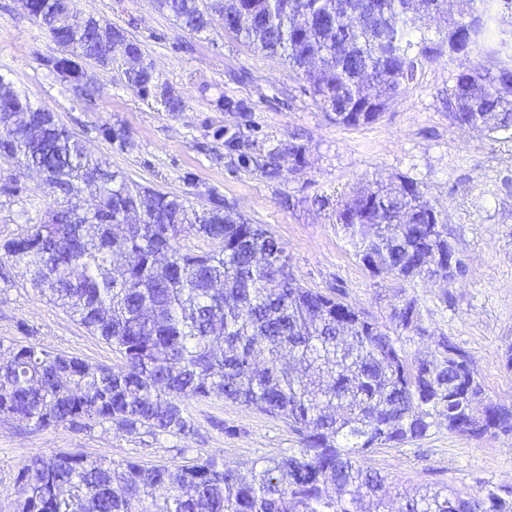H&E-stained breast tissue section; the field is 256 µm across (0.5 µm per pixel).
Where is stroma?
<instances>
[{
    "label": "stroma",
    "mask_w": 512,
    "mask_h": 512,
    "mask_svg": "<svg viewBox=\"0 0 512 512\" xmlns=\"http://www.w3.org/2000/svg\"><path fill=\"white\" fill-rule=\"evenodd\" d=\"M75 11L106 19L137 43L143 63L183 100L166 111L126 82L132 62L115 51L110 66L85 65L93 87L81 96L47 66L57 56L46 31L20 0H0V81L54 111L96 156L134 182L183 198L202 212L221 206L264 225L284 247L301 284L344 293L383 328L405 285L375 277L336 225L338 196L403 177L418 183L442 212L462 274L417 281L423 336H403L409 359L431 356L448 338L471 357L488 397L512 405V139L453 123L448 83L475 57L441 55L423 66L382 117L359 127L330 122L280 58L248 49L213 17L208 31L183 29L153 0H73ZM118 139L107 140L103 127ZM275 162L277 175L264 170ZM39 176L0 160V241L21 234L32 205H48ZM40 346L95 364L122 358L62 308L37 294L10 264L0 265V342ZM196 434L118 436L105 428L38 430L0 419V512H18L14 475L31 457L79 448L91 456L174 467L214 455L248 467L299 445L287 423L230 401L190 403ZM362 463L392 487L448 486L465 497L512 491V434L480 438L444 426L396 446L373 449Z\"/></svg>",
    "instance_id": "stroma-1"
}]
</instances>
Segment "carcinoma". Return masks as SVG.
Instances as JSON below:
<instances>
[{"mask_svg": "<svg viewBox=\"0 0 512 512\" xmlns=\"http://www.w3.org/2000/svg\"><path fill=\"white\" fill-rule=\"evenodd\" d=\"M180 26L207 31L209 16L245 45L288 61L304 91L338 126L372 123L443 46L477 64L448 85V116L489 134L512 129V0H479L423 30L412 0H154ZM69 0H29L28 14L60 54L63 83L90 94L83 64L103 62L104 19L68 17ZM170 112L182 100L151 68L127 72ZM24 112L32 133L0 125V157L47 173L56 205L0 245L41 296L124 358L115 369L34 343H0V417L37 429L97 426L119 435L188 439L186 404L229 400L288 421L301 447L247 471L216 457L175 469L78 451L32 458L15 484L20 512H512L494 492L468 501L446 486L397 492L359 463L373 448L420 439L443 423L474 437L512 432V407L484 396L471 359L447 339L411 362L399 345L424 333L417 298L381 328L343 298L302 286L274 266L285 253L260 224L220 207L197 214L89 153L46 106L14 91L0 113ZM81 183L87 194L71 196ZM336 223L365 269L406 283L450 280L448 228L410 180L365 186L337 203ZM220 244H180L188 233Z\"/></svg>", "mask_w": 512, "mask_h": 512, "instance_id": "carcinoma-1", "label": "carcinoma"}]
</instances>
